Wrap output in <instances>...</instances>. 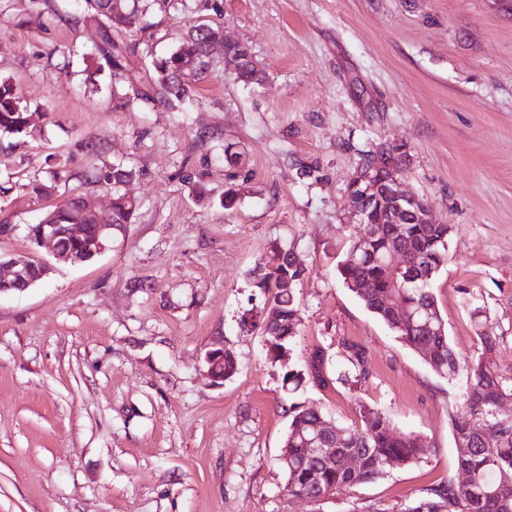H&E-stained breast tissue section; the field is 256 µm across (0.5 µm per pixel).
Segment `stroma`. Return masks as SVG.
Instances as JSON below:
<instances>
[{
	"label": "stroma",
	"instance_id": "obj_1",
	"mask_svg": "<svg viewBox=\"0 0 512 512\" xmlns=\"http://www.w3.org/2000/svg\"><path fill=\"white\" fill-rule=\"evenodd\" d=\"M71 13L72 0H0V74L48 108L44 137L0 153V181L44 177L53 155L65 170L52 199L0 198L16 226L0 256L51 265L0 294V512H312L277 463L294 402L341 426L364 402L430 446L323 512H404L458 480L453 385L363 308L338 265L362 233L348 194L361 151L404 146L403 185L453 228L434 280L450 340L468 359L477 332L498 337L496 361L512 368V0H155L127 38L136 66L205 22L248 45L263 73L211 78L185 112L119 107L95 27ZM228 144L239 167L224 162ZM119 162L136 171L139 209L101 253L63 262L28 240L70 194L106 206L110 191L82 175ZM276 242L305 269L293 363L317 349L336 363L350 341L366 379L288 392L260 329L242 327L270 303L250 272ZM473 296L487 312L478 326ZM221 346L238 371L217 385L205 357Z\"/></svg>",
	"mask_w": 512,
	"mask_h": 512
}]
</instances>
